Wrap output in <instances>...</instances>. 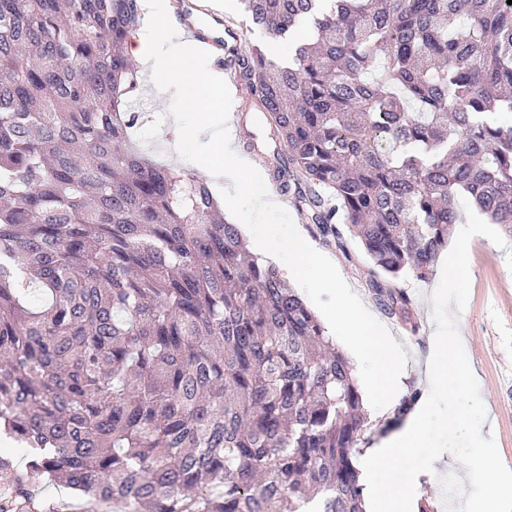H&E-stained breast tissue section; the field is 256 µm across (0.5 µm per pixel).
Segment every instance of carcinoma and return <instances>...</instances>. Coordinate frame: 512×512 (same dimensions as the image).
<instances>
[{"instance_id": "1", "label": "carcinoma", "mask_w": 512, "mask_h": 512, "mask_svg": "<svg viewBox=\"0 0 512 512\" xmlns=\"http://www.w3.org/2000/svg\"><path fill=\"white\" fill-rule=\"evenodd\" d=\"M288 61L230 48L279 192L372 298L425 279L460 203L512 237L507 0H241ZM136 0H0V470L84 512H364L354 369L252 258L207 179L125 146ZM31 486L35 490L36 503L77 502L68 489L48 481L36 480Z\"/></svg>"}]
</instances>
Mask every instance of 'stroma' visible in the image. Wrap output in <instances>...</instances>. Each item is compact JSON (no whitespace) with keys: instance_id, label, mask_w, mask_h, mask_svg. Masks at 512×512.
<instances>
[{"instance_id":"35a3bbf8","label":"stroma","mask_w":512,"mask_h":512,"mask_svg":"<svg viewBox=\"0 0 512 512\" xmlns=\"http://www.w3.org/2000/svg\"><path fill=\"white\" fill-rule=\"evenodd\" d=\"M173 98V92L159 94L148 83H141L130 106L140 116L139 128L132 133L129 145L156 162L191 171L194 163L179 158L169 146L176 126L170 112ZM346 245V250L332 246L326 253L349 286L364 301H371L367 283L372 265L357 241L347 240ZM469 253L471 287L458 329L467 342L468 360L493 423L498 452L503 463L512 468V238L500 247L486 237H474ZM438 282L435 273L424 280L408 274L396 282L413 300L417 331L391 318L385 321L408 355L409 384L424 394L429 391L425 361L435 332L431 295Z\"/></svg>"}]
</instances>
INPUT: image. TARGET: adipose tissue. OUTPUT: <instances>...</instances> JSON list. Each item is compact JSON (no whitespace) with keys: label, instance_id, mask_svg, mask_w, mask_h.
I'll list each match as a JSON object with an SVG mask.
<instances>
[{"label":"adipose tissue","instance_id":"1","mask_svg":"<svg viewBox=\"0 0 512 512\" xmlns=\"http://www.w3.org/2000/svg\"><path fill=\"white\" fill-rule=\"evenodd\" d=\"M142 26L126 52L138 61L151 86H177L195 106H224V75L211 66L195 65L192 58L173 52V15L169 0H140Z\"/></svg>","mask_w":512,"mask_h":512}]
</instances>
